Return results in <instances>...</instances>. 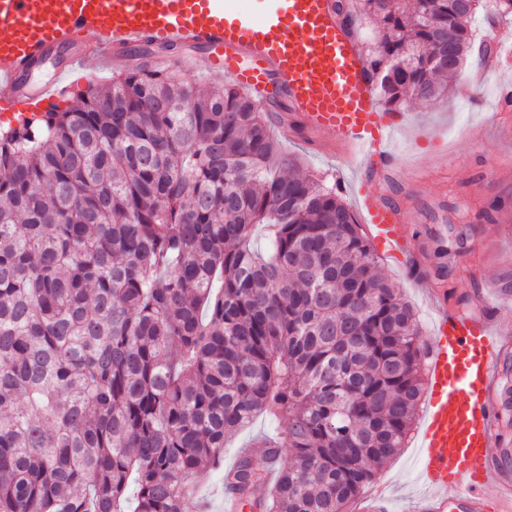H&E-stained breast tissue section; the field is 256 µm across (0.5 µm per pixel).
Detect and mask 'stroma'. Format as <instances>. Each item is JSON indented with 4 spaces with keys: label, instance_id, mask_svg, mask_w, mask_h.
<instances>
[{
    "label": "stroma",
    "instance_id": "1",
    "mask_svg": "<svg viewBox=\"0 0 512 512\" xmlns=\"http://www.w3.org/2000/svg\"><path fill=\"white\" fill-rule=\"evenodd\" d=\"M475 49L483 57L450 82L441 103L410 100L395 106L401 122L389 148L398 169L390 192L403 201L409 228L421 249L410 264L379 256L378 272L416 310L422 336H429L435 314L423 299L419 281L441 289L451 309L470 305L483 293L493 306L512 312V110L499 108L512 72H494V50L512 46V19L472 23ZM289 154L300 156L306 172L335 182L346 200L363 184L360 158H342L327 145L281 138ZM423 406H416L404 448L375 475L390 489L392 512H411L423 492L419 440Z\"/></svg>",
    "mask_w": 512,
    "mask_h": 512
}]
</instances>
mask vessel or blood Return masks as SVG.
Here are the masks:
<instances>
[{"instance_id":"vessel-or-blood-1","label":"vessel or blood","mask_w":512,"mask_h":512,"mask_svg":"<svg viewBox=\"0 0 512 512\" xmlns=\"http://www.w3.org/2000/svg\"><path fill=\"white\" fill-rule=\"evenodd\" d=\"M260 14L236 0H0V125L18 126L59 108L67 77H95L150 44L167 51L199 48L203 68L230 76L262 108L279 98L293 133L327 136L366 161L367 189L355 204L373 249L407 261L415 255L403 209L387 200L393 175L387 134L390 113L375 93L362 47L336 11V0H264ZM70 57L55 78L31 87L29 76L52 51ZM439 310L425 345V414L414 512H512V442L501 434L512 391L499 383L512 359V335L497 328L498 312ZM497 481L487 496L488 476ZM386 484L374 485L355 512H388Z\"/></svg>"}]
</instances>
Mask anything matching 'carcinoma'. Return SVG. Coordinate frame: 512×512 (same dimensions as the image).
<instances>
[{
  "label": "carcinoma",
  "instance_id": "cac0c4a2",
  "mask_svg": "<svg viewBox=\"0 0 512 512\" xmlns=\"http://www.w3.org/2000/svg\"><path fill=\"white\" fill-rule=\"evenodd\" d=\"M387 103L448 97L478 11L356 0ZM191 109L180 108L183 100ZM227 82L142 62L0 131V512H344L404 447L420 326L336 189ZM265 250L253 248L258 233ZM258 414L283 425L224 469Z\"/></svg>",
  "mask_w": 512,
  "mask_h": 512
}]
</instances>
